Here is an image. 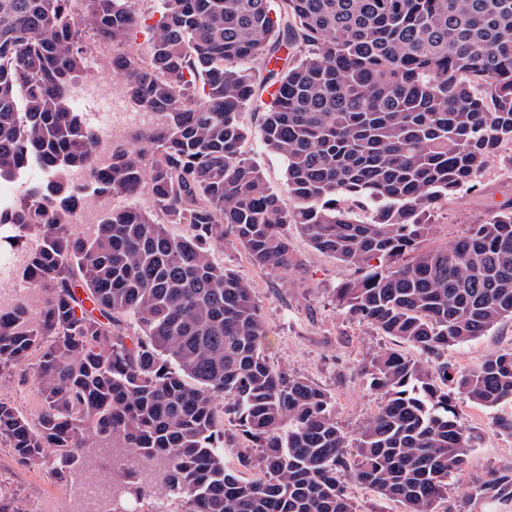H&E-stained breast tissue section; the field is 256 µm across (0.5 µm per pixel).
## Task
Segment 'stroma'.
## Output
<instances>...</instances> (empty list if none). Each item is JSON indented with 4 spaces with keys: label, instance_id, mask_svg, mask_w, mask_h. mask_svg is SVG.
I'll return each mask as SVG.
<instances>
[{
    "label": "stroma",
    "instance_id": "stroma-1",
    "mask_svg": "<svg viewBox=\"0 0 512 512\" xmlns=\"http://www.w3.org/2000/svg\"><path fill=\"white\" fill-rule=\"evenodd\" d=\"M246 148L263 169L269 184L281 187L284 165L261 145V115H244ZM512 198V146L503 145L490 165L478 175L475 187L449 199L435 214L427 247L453 244L472 225L485 223L498 205ZM297 269L289 273L263 272L254 267L233 236L212 245L214 258L249 280L266 321L265 355L274 368L307 377L331 395L335 417L348 436L376 409L379 402L368 386L371 360L386 350L413 355L412 347L384 335L372 325L337 306L335 291L354 278L353 269L324 254L298 234L289 235ZM512 349V317L502 319L487 335L449 350L458 370L470 369L486 354ZM0 398L27 415H37L33 370L24 365L0 375ZM461 425L477 435L463 471L448 480V494L436 503V512H512V500L469 496L470 487L491 472L512 469V403L486 408L466 400L456 403ZM0 482L9 486L27 512H110L111 501L86 508L76 486L51 480L46 471L19 467L7 444H0Z\"/></svg>",
    "mask_w": 512,
    "mask_h": 512
}]
</instances>
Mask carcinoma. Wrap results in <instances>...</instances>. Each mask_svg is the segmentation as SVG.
<instances>
[{"label":"carcinoma","mask_w":512,"mask_h":512,"mask_svg":"<svg viewBox=\"0 0 512 512\" xmlns=\"http://www.w3.org/2000/svg\"><path fill=\"white\" fill-rule=\"evenodd\" d=\"M135 2L0 0V178L49 174L0 212L40 241L28 271L42 298L36 316L22 303L0 318V373L32 364L40 405L30 419L0 399V441L66 485L107 454L120 503L160 486L184 512H355L350 480L434 512L476 443L455 401L512 402V351L448 361L512 317V200L424 247L435 211L512 140V0H164L142 51L127 45ZM86 34L157 118L112 144L105 172L70 105ZM245 112L284 163L279 190L245 149ZM74 167L92 194L150 206L75 232ZM290 227L361 273L339 305L418 352L372 360L380 401L352 443L324 388L270 366L251 283L211 257L230 233L259 270L286 273ZM226 417L248 441L232 463ZM130 451L143 471L123 467ZM475 492L512 500V472Z\"/></svg>","instance_id":"cac0c4a2"}]
</instances>
